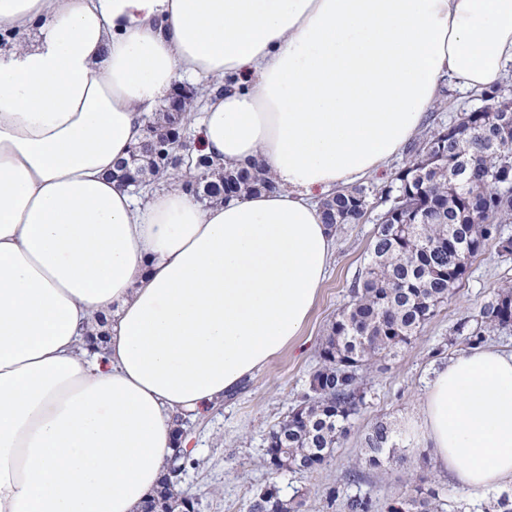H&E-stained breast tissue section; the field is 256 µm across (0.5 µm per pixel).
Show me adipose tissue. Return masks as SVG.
I'll list each match as a JSON object with an SVG mask.
<instances>
[{
	"label": "adipose tissue",
	"instance_id": "obj_1",
	"mask_svg": "<svg viewBox=\"0 0 512 512\" xmlns=\"http://www.w3.org/2000/svg\"><path fill=\"white\" fill-rule=\"evenodd\" d=\"M511 62L512 0H0V512H140L182 419L306 322L320 196L398 156L444 82ZM227 76L196 147L276 190L113 178L179 78ZM411 426L464 496L512 483V352L435 367Z\"/></svg>",
	"mask_w": 512,
	"mask_h": 512
}]
</instances>
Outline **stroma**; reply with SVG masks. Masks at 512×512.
I'll return each mask as SVG.
<instances>
[{
    "mask_svg": "<svg viewBox=\"0 0 512 512\" xmlns=\"http://www.w3.org/2000/svg\"><path fill=\"white\" fill-rule=\"evenodd\" d=\"M375 227V219L370 218L337 231L327 277L296 343L271 359L238 392L194 420L191 446L202 466L183 475L179 488L181 494L197 501L196 512H247L252 488L265 482L276 483L287 496L302 491L303 512H343L340 504H329L327 499L329 490L336 487L349 495L367 494L373 512H387L388 505L407 495L423 472L442 490V512L480 507V500L461 495L448 475L432 466L423 467V460L432 453L407 424L421 408L432 368L465 352V345L455 339L457 324L477 315L501 286L512 284V255H501L492 244L473 260L452 295L411 344L369 370L365 403L321 468L304 474H274L264 465L267 434L294 406L317 368L320 345L350 299V287L367 262ZM379 421L387 422L407 440L403 459L365 471L360 482H348L349 466L365 452V434Z\"/></svg>",
    "mask_w": 512,
    "mask_h": 512,
    "instance_id": "stroma-1",
    "label": "stroma"
}]
</instances>
